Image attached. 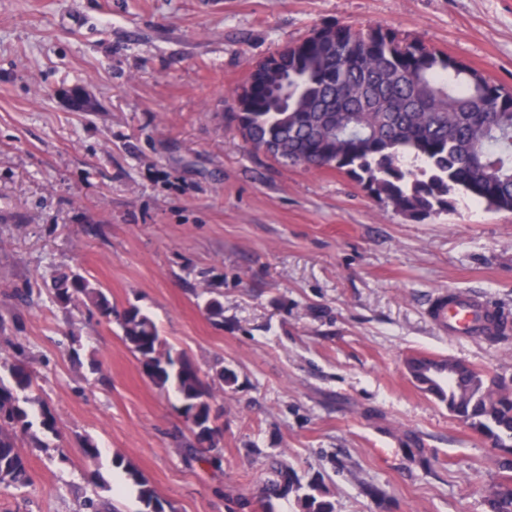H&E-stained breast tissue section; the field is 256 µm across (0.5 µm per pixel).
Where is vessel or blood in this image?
I'll use <instances>...</instances> for the list:
<instances>
[{
    "mask_svg": "<svg viewBox=\"0 0 512 512\" xmlns=\"http://www.w3.org/2000/svg\"><path fill=\"white\" fill-rule=\"evenodd\" d=\"M428 318L440 334L473 338L503 331L512 317L485 296L465 290L439 291L428 309Z\"/></svg>",
    "mask_w": 512,
    "mask_h": 512,
    "instance_id": "1",
    "label": "vessel or blood"
}]
</instances>
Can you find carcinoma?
<instances>
[{
	"mask_svg": "<svg viewBox=\"0 0 512 512\" xmlns=\"http://www.w3.org/2000/svg\"><path fill=\"white\" fill-rule=\"evenodd\" d=\"M281 64L266 67L235 93L232 113L242 139L277 161L313 170H336L399 213L419 219L453 206L457 193L495 211L512 212V89L483 77L448 53L410 40L383 25H333L285 47ZM52 298L81 304L112 321L104 289L79 270L52 275ZM122 340L157 387L172 386L179 413L206 461L219 467L223 425L211 399L217 388L237 383L222 365L200 376L183 353L164 344L154 321L138 307L119 315ZM0 353V486L32 485L19 441L32 432L59 436L57 419L32 395L29 351L6 340ZM417 387L473 432L512 453V385L457 361L417 356ZM262 485L260 512L271 500L296 494L300 512H335L321 485L294 481L288 465L273 468ZM125 473L146 512H165L139 471ZM491 512H512V489L497 491Z\"/></svg>",
	"mask_w": 512,
	"mask_h": 512,
	"instance_id": "1",
	"label": "carcinoma"
}]
</instances>
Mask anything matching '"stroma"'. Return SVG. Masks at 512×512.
I'll return each mask as SVG.
<instances>
[{"label":"stroma","mask_w":512,"mask_h":512,"mask_svg":"<svg viewBox=\"0 0 512 512\" xmlns=\"http://www.w3.org/2000/svg\"><path fill=\"white\" fill-rule=\"evenodd\" d=\"M333 24L394 28L512 88V0H0V334L31 351L60 430L27 448L34 483L0 487V512H78L97 495L140 512L118 455L165 512H258L279 460L335 512H490L502 452L405 361L512 381V337L454 340L427 318L448 288L512 316V213L459 195L411 219L346 174L275 161L230 121L257 62ZM76 86L94 111L63 97ZM67 268L148 313L201 376L236 373L212 398L221 467L185 455L174 391L143 375L117 323L50 300L44 277ZM213 297L223 322L204 311Z\"/></svg>","instance_id":"35a3bbf8"}]
</instances>
